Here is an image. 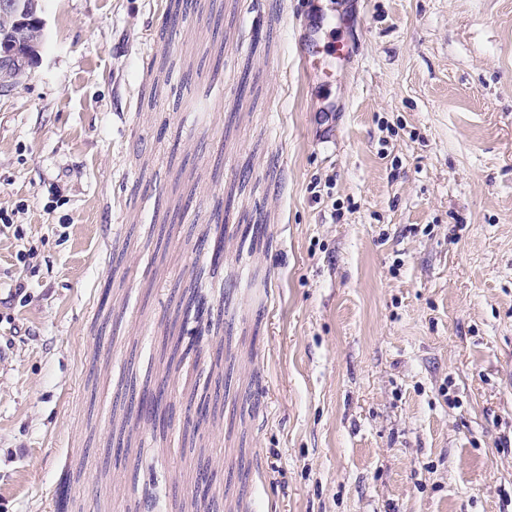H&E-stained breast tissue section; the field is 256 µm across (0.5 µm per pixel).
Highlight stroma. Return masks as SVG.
Here are the masks:
<instances>
[{
  "mask_svg": "<svg viewBox=\"0 0 512 512\" xmlns=\"http://www.w3.org/2000/svg\"><path fill=\"white\" fill-rule=\"evenodd\" d=\"M313 5L360 14L319 90ZM174 10L43 0L0 93V512H500L512 0H193L168 38Z\"/></svg>",
  "mask_w": 512,
  "mask_h": 512,
  "instance_id": "1",
  "label": "stroma"
}]
</instances>
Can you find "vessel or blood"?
Returning a JSON list of instances; mask_svg holds the SVG:
<instances>
[{"instance_id": "1", "label": "vessel or blood", "mask_w": 512, "mask_h": 512, "mask_svg": "<svg viewBox=\"0 0 512 512\" xmlns=\"http://www.w3.org/2000/svg\"><path fill=\"white\" fill-rule=\"evenodd\" d=\"M356 23V17L346 12L325 13L306 23L296 44L306 76L325 85L335 79L337 64L352 61L355 48L345 33Z\"/></svg>"}]
</instances>
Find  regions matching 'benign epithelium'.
<instances>
[{"label": "benign epithelium", "mask_w": 512, "mask_h": 512, "mask_svg": "<svg viewBox=\"0 0 512 512\" xmlns=\"http://www.w3.org/2000/svg\"><path fill=\"white\" fill-rule=\"evenodd\" d=\"M5 32L13 37L15 64L0 65V93L12 88L25 65V54L44 40V22L37 16V5L25 0H0V33Z\"/></svg>", "instance_id": "7a95c632"}]
</instances>
